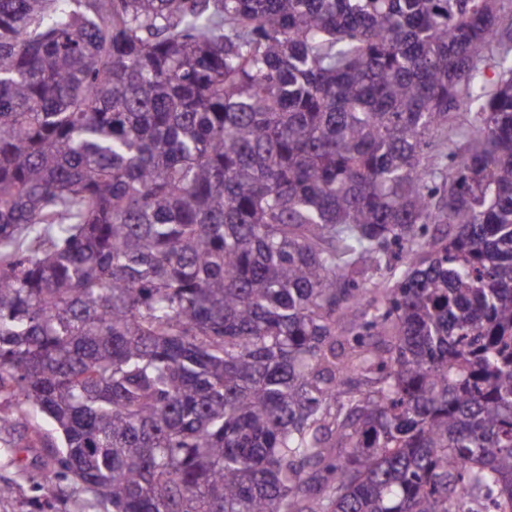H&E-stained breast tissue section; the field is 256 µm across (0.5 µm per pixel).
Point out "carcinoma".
<instances>
[{"instance_id": "cac0c4a2", "label": "carcinoma", "mask_w": 512, "mask_h": 512, "mask_svg": "<svg viewBox=\"0 0 512 512\" xmlns=\"http://www.w3.org/2000/svg\"><path fill=\"white\" fill-rule=\"evenodd\" d=\"M504 13L0 0V398L88 512L512 496Z\"/></svg>"}]
</instances>
